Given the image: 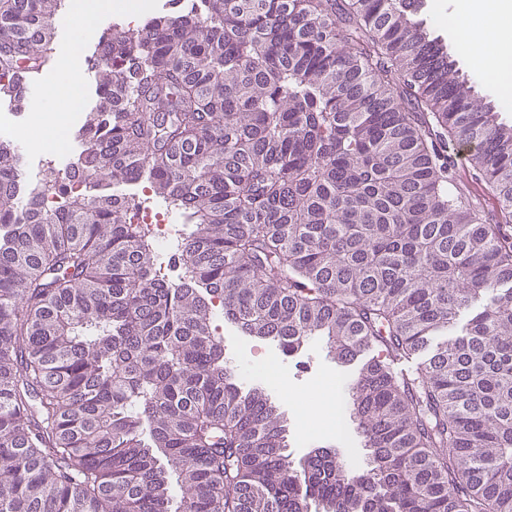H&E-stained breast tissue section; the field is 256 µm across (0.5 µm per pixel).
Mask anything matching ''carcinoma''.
<instances>
[{
    "instance_id": "obj_1",
    "label": "carcinoma",
    "mask_w": 512,
    "mask_h": 512,
    "mask_svg": "<svg viewBox=\"0 0 512 512\" xmlns=\"http://www.w3.org/2000/svg\"><path fill=\"white\" fill-rule=\"evenodd\" d=\"M64 2L0 0V89ZM170 2L87 57L76 165L46 172L84 193L46 208L0 139V512H512V123L424 0ZM141 188L192 226L175 281L127 219ZM217 302L284 354L385 352L349 383L369 468L294 463ZM455 165L458 174V185L466 196L480 204L486 211H490L494 207V202L491 198H489L483 191V187L472 180L471 175L468 170L470 169V165L466 159L462 158V151L460 156L457 152L455 156Z\"/></svg>"
}]
</instances>
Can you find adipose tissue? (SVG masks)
<instances>
[{
    "label": "adipose tissue",
    "mask_w": 512,
    "mask_h": 512,
    "mask_svg": "<svg viewBox=\"0 0 512 512\" xmlns=\"http://www.w3.org/2000/svg\"><path fill=\"white\" fill-rule=\"evenodd\" d=\"M454 3L450 21L462 29L456 41L459 52L480 75L498 87H511L512 0H454ZM97 6V0H71L61 21L66 42L58 68L39 92L30 110L29 125L16 133L30 152L41 153L54 146L69 126L70 115L79 101V58L84 45L94 36L91 18ZM279 388L299 417V435L309 438L319 433L323 419L333 412V396L314 397L308 391L289 387L284 379L280 380Z\"/></svg>",
    "instance_id": "1"
}]
</instances>
